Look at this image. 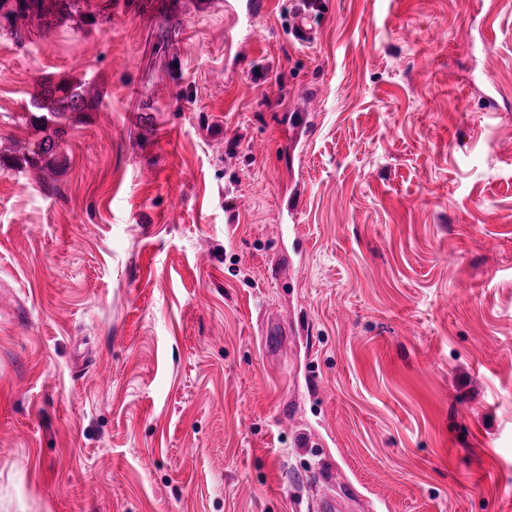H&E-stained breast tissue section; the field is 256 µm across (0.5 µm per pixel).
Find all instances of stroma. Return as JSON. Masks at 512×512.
Listing matches in <instances>:
<instances>
[{
  "label": "stroma",
  "instance_id": "stroma-1",
  "mask_svg": "<svg viewBox=\"0 0 512 512\" xmlns=\"http://www.w3.org/2000/svg\"><path fill=\"white\" fill-rule=\"evenodd\" d=\"M112 2L0 31V512H512V0ZM267 6V0H226L224 1V12L230 14L236 23L241 20L248 26H252L259 17L265 14ZM91 89L92 85L82 80L62 78L53 84L49 77L40 78L38 91L26 106L29 112L26 120L37 132H42L49 125L54 128L51 136L42 137L36 144V150L31 152L32 156L25 155V165L19 166V169H44L50 160L56 158L67 135V129L79 121L83 112L99 106V93L93 97L88 96ZM44 161V165H41Z\"/></svg>",
  "mask_w": 512,
  "mask_h": 512
}]
</instances>
